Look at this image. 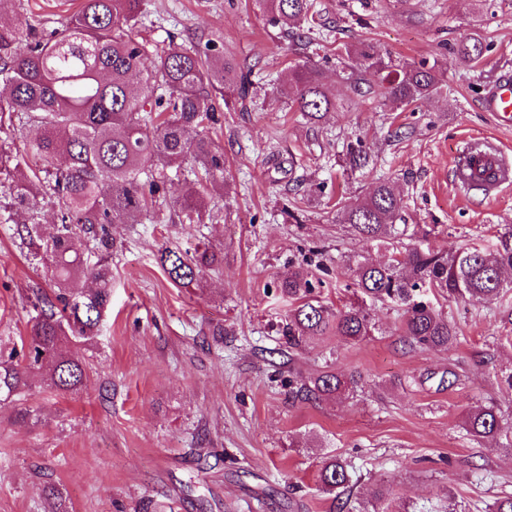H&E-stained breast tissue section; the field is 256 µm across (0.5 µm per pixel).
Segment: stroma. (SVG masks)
Returning a JSON list of instances; mask_svg holds the SVG:
<instances>
[{
    "label": "stroma",
    "mask_w": 512,
    "mask_h": 512,
    "mask_svg": "<svg viewBox=\"0 0 512 512\" xmlns=\"http://www.w3.org/2000/svg\"><path fill=\"white\" fill-rule=\"evenodd\" d=\"M321 26L301 50L254 0H143L136 32L151 46L214 39L259 81L252 100L223 109L211 136L224 151V188L213 224H173L161 200L151 221L112 227L110 301L94 343H73L86 386L62 396L39 378L0 403V512H50L55 485L70 512H330L316 489L320 461L344 459L352 494L393 491L388 512H485L512 491V442L473 439L466 410L493 404L512 427V273L500 300L430 301L459 332L452 350L412 348L403 308L354 292L352 261L383 262L429 243L442 253L512 236V185L498 195L460 193L451 159L461 141L485 137L512 157V127L483 97L512 71V0H314ZM81 0H0V22L50 30ZM480 36L468 63L457 47ZM371 45L407 65L440 68L441 88L403 107L376 98L379 76L348 77L347 50ZM320 68L334 105L317 121L275 100L289 68ZM366 152L350 167V149ZM391 181L404 198V236L367 239L340 209ZM222 252L219 269L188 288L157 261L168 246ZM322 260L314 291L336 310L365 308L372 334L288 348L290 301L279 278ZM52 283L0 223V351L26 335L37 294ZM336 370L361 385L339 400L295 397L293 380Z\"/></svg>",
    "instance_id": "1"
}]
</instances>
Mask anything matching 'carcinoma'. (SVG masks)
Returning <instances> with one entry per match:
<instances>
[{
	"instance_id": "carcinoma-1",
	"label": "carcinoma",
	"mask_w": 512,
	"mask_h": 512,
	"mask_svg": "<svg viewBox=\"0 0 512 512\" xmlns=\"http://www.w3.org/2000/svg\"><path fill=\"white\" fill-rule=\"evenodd\" d=\"M142 0H83L48 35L39 37L27 22L0 24V114L8 116L25 141L32 163L24 166L11 143L0 140V223L15 224V238L28 260L50 276L56 288L41 300L28 336L8 359L0 358V398L18 394L32 374L61 394H77L86 382L82 361L68 350L70 339L92 342L98 335L111 293L114 240L112 225L141 224L158 199L183 187L174 200L173 224L199 223L212 192L224 188V152L204 135L190 132L216 121V98L229 105L244 100L253 83L237 64L208 40L204 48L176 44L156 54L153 68H142L148 45L132 35ZM277 25L314 19V0H255ZM486 46L472 37L457 53L466 62L484 56ZM359 67L383 72L374 94L410 106L437 92L443 73L434 66L403 65L369 49ZM296 111L317 119L329 111L328 88L312 65L294 68L289 84L278 90ZM59 206L54 231H42L46 208ZM403 199L391 183L379 182L361 203L342 208L341 223L362 237L402 236ZM171 281L187 287L223 258L208 247L183 254L169 247L158 252ZM512 270V245L490 253L471 246L445 255L416 245L384 263L359 262L353 285L375 299L405 306L403 336L415 347L457 344L448 317L422 298L435 288L450 298L495 301L503 274ZM282 296L299 301L288 313V344L334 334L359 340L371 331L369 314L350 305L336 312L311 298L313 274L297 270L279 285ZM359 378L326 371L301 384L297 395L330 399L354 393ZM468 434L495 438L503 432L501 415L489 405L465 418ZM352 483L348 465L330 456L321 461L318 491L339 500V512H368L364 503L341 499Z\"/></svg>"
}]
</instances>
